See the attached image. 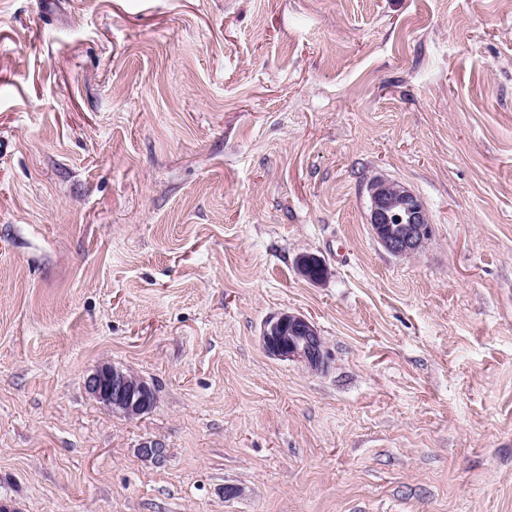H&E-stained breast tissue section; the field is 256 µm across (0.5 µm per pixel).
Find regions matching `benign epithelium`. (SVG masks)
<instances>
[{"instance_id":"1","label":"benign epithelium","mask_w":512,"mask_h":512,"mask_svg":"<svg viewBox=\"0 0 512 512\" xmlns=\"http://www.w3.org/2000/svg\"><path fill=\"white\" fill-rule=\"evenodd\" d=\"M369 224L376 240L390 254L409 257L417 254L433 236V226L422 199L405 187L376 177L368 185ZM316 256L301 255L296 265L301 276L317 283L312 275ZM265 352L277 359L296 361L312 371L324 369L328 353L315 325L295 313H280L266 320L261 336ZM91 394L104 406L128 418H137L153 409V387L129 371L115 365L99 366L87 379ZM166 445L159 439L140 443L138 452L146 458H160Z\"/></svg>"}]
</instances>
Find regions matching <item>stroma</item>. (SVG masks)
<instances>
[{
  "label": "stroma",
  "instance_id": "35a3bbf8",
  "mask_svg": "<svg viewBox=\"0 0 512 512\" xmlns=\"http://www.w3.org/2000/svg\"><path fill=\"white\" fill-rule=\"evenodd\" d=\"M44 2L0 0V500L512 512V0ZM283 312L323 371L264 351ZM104 363L155 407L97 401ZM369 224L376 240L390 254H417L433 236V226L422 199L405 187L375 177L368 185ZM87 387L104 406L128 418L140 417L156 404L153 387L115 365L99 366L87 379Z\"/></svg>",
  "mask_w": 512,
  "mask_h": 512
}]
</instances>
